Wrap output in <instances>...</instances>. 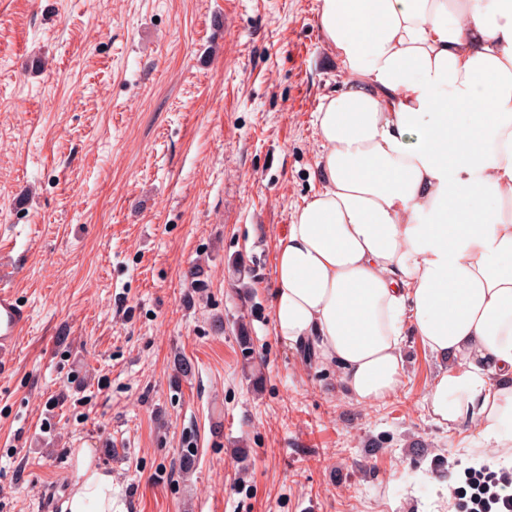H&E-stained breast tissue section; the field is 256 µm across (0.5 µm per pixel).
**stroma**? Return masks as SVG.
Returning a JSON list of instances; mask_svg holds the SVG:
<instances>
[{
    "mask_svg": "<svg viewBox=\"0 0 512 512\" xmlns=\"http://www.w3.org/2000/svg\"><path fill=\"white\" fill-rule=\"evenodd\" d=\"M317 10L0 0V244L30 314L0 364V512H60L84 462L125 512H462L467 473L512 471L431 420L415 337L361 404L275 334L278 241L345 80Z\"/></svg>",
    "mask_w": 512,
    "mask_h": 512,
    "instance_id": "stroma-1",
    "label": "stroma"
}]
</instances>
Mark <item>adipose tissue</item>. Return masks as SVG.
Here are the masks:
<instances>
[{"label":"adipose tissue","mask_w":512,"mask_h":512,"mask_svg":"<svg viewBox=\"0 0 512 512\" xmlns=\"http://www.w3.org/2000/svg\"><path fill=\"white\" fill-rule=\"evenodd\" d=\"M347 75L316 114L321 187L280 239L277 336L345 395L396 391L412 334L442 367L441 426L512 447V0H320ZM60 512H112L80 469Z\"/></svg>","instance_id":"obj_1"}]
</instances>
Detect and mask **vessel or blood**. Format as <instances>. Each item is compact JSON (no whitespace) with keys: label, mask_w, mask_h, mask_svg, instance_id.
Segmentation results:
<instances>
[{"label":"vessel or blood","mask_w":512,"mask_h":512,"mask_svg":"<svg viewBox=\"0 0 512 512\" xmlns=\"http://www.w3.org/2000/svg\"><path fill=\"white\" fill-rule=\"evenodd\" d=\"M21 271L14 257L0 250V360L12 353L28 322V311L13 289Z\"/></svg>","instance_id":"vessel-or-blood-1"}]
</instances>
